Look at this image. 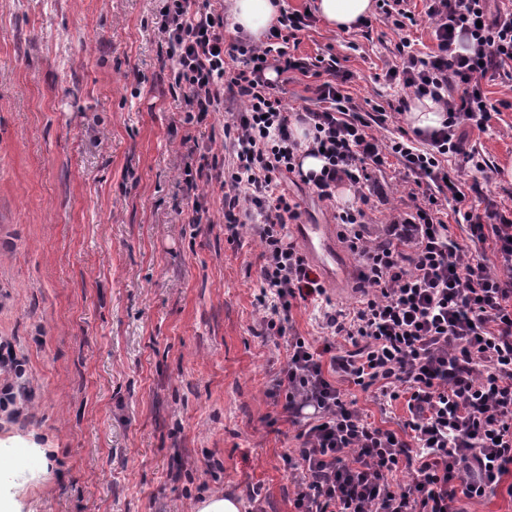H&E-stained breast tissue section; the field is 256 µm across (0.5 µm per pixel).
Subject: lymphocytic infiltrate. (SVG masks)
Segmentation results:
<instances>
[{
    "instance_id": "obj_1",
    "label": "lymphocytic infiltrate",
    "mask_w": 512,
    "mask_h": 512,
    "mask_svg": "<svg viewBox=\"0 0 512 512\" xmlns=\"http://www.w3.org/2000/svg\"><path fill=\"white\" fill-rule=\"evenodd\" d=\"M155 2L153 28L185 124L225 113L223 153L201 151L192 135L182 139L187 158L199 160L184 169L188 221L210 217L199 182L219 183L228 240L248 230L261 242L257 333L288 339L268 396L300 428L288 460L295 512H464L462 501L485 497L512 472V208L475 205L481 186L459 176L487 167L466 141L469 131L489 129L496 110L484 82L512 63V9L427 0L434 50L420 54L402 37L385 79L401 89L397 112L429 98L446 119L430 134L401 129L386 138L377 132L385 110L356 111L335 55H298L312 15L284 4L263 40L228 43L224 0ZM291 71L317 80L312 105L295 111L278 82ZM237 99L244 111H234ZM298 125L307 127L308 144L296 139ZM305 148L321 152L320 173H302ZM391 159L412 184V204L374 238L366 232L368 191ZM290 179L323 202H335L344 185L354 192L336 223L363 297L323 309L319 350L293 331V307L325 288L288 233L302 217L285 187ZM332 372L380 404L404 400L402 432L369 423L329 380ZM402 471L410 475L404 484L396 481Z\"/></svg>"
}]
</instances>
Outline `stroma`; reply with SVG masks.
<instances>
[{
    "mask_svg": "<svg viewBox=\"0 0 512 512\" xmlns=\"http://www.w3.org/2000/svg\"><path fill=\"white\" fill-rule=\"evenodd\" d=\"M415 26L332 31L298 52H333L359 111L396 103L382 76L407 36L434 48L426 0ZM154 0H0V339L24 365L19 418L0 411V498L14 512H194L227 491L244 512H294L287 459L298 429L267 390L285 340L254 333L260 242L190 224L181 183L183 106L168 89ZM489 202L512 205V107L471 132ZM371 231L410 203L400 166L377 176ZM374 424L401 430L343 378ZM260 487L263 502L251 501Z\"/></svg>",
    "mask_w": 512,
    "mask_h": 512,
    "instance_id": "obj_1",
    "label": "stroma"
}]
</instances>
